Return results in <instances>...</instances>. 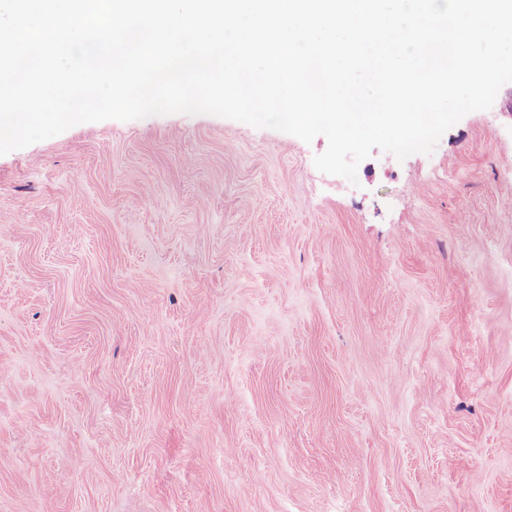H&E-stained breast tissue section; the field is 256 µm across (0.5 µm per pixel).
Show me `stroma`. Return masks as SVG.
<instances>
[{
    "label": "stroma",
    "mask_w": 512,
    "mask_h": 512,
    "mask_svg": "<svg viewBox=\"0 0 512 512\" xmlns=\"http://www.w3.org/2000/svg\"><path fill=\"white\" fill-rule=\"evenodd\" d=\"M220 116L0 155V512H512V83L356 181Z\"/></svg>",
    "instance_id": "1"
}]
</instances>
